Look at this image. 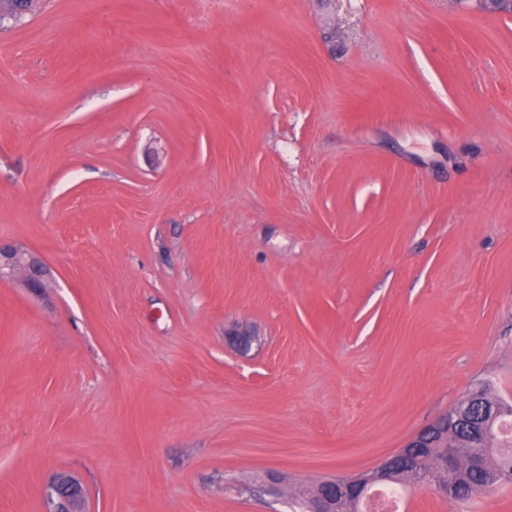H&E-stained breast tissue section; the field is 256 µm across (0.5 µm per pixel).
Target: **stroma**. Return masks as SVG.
I'll list each match as a JSON object with an SVG mask.
<instances>
[{
  "mask_svg": "<svg viewBox=\"0 0 512 512\" xmlns=\"http://www.w3.org/2000/svg\"><path fill=\"white\" fill-rule=\"evenodd\" d=\"M0 239L54 277L0 280V512L60 471L87 512H295L512 402V17L37 0L0 23ZM326 479L313 482L314 485L304 489V497L300 500V508L307 509L308 495L320 486H324ZM320 482V483H318ZM305 512H335L336 511V482H329L323 489H317L315 496L310 499L309 510Z\"/></svg>",
  "mask_w": 512,
  "mask_h": 512,
  "instance_id": "obj_1",
  "label": "stroma"
}]
</instances>
